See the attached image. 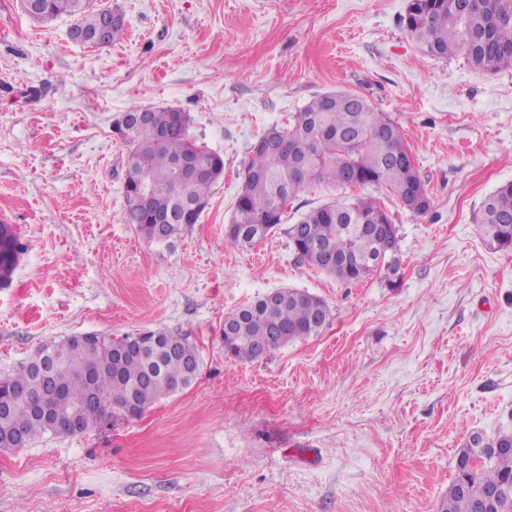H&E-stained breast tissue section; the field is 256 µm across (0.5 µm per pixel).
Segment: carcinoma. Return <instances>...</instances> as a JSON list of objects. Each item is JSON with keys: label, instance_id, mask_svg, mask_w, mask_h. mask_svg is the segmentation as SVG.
Wrapping results in <instances>:
<instances>
[{"label": "carcinoma", "instance_id": "obj_1", "mask_svg": "<svg viewBox=\"0 0 512 512\" xmlns=\"http://www.w3.org/2000/svg\"><path fill=\"white\" fill-rule=\"evenodd\" d=\"M25 13L38 23L60 15L74 18L71 30L95 32L102 8L91 0H31ZM401 24L429 56L461 57L482 74L512 69V0H473L460 13L455 0H409ZM126 147L125 222L148 243L169 247L198 222L224 159L188 135V125L169 107L119 132ZM398 124L352 92L315 96L284 127L269 129L248 152L241 188L225 239L250 248L281 227L284 198L312 183L332 185L343 195L312 208L283 228L296 260L358 284L383 272L395 284L400 271L398 228L380 199L352 195L359 188L385 190L407 210L428 212L431 199ZM155 180L147 199L141 184ZM477 227L493 249L512 250V183L483 201ZM24 245L10 224H0V286L8 287ZM331 319L320 298L291 288L264 295L224 316V347L234 360L252 362L291 342L319 335ZM142 347L123 353L118 339L102 337L87 347L75 336L39 347L0 374V402L13 389L40 394L56 412L78 410L85 430L121 412L136 417L164 397L188 387L200 371L198 347L168 329L139 333ZM52 433V421L18 402L0 416V448H27ZM505 486L508 497L489 501L485 492ZM512 512V433L469 437L456 458V477L439 512Z\"/></svg>", "mask_w": 512, "mask_h": 512}]
</instances>
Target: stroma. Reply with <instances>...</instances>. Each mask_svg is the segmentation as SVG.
<instances>
[{
	"label": "stroma",
	"mask_w": 512,
	"mask_h": 512,
	"mask_svg": "<svg viewBox=\"0 0 512 512\" xmlns=\"http://www.w3.org/2000/svg\"><path fill=\"white\" fill-rule=\"evenodd\" d=\"M111 46L73 17L0 0V217L26 252L0 288V371L82 333L190 336L201 367L140 417L0 450V512H437L475 432L512 430V252L473 217L512 183V70L422 53L409 0H94ZM346 90L400 126L431 197L391 195L401 269L347 285L283 233L250 248L224 226L250 145L316 95ZM189 112L224 175L174 248L124 221L132 103ZM280 288L322 298L320 335L228 360L225 313Z\"/></svg>",
	"instance_id": "obj_1"
}]
</instances>
